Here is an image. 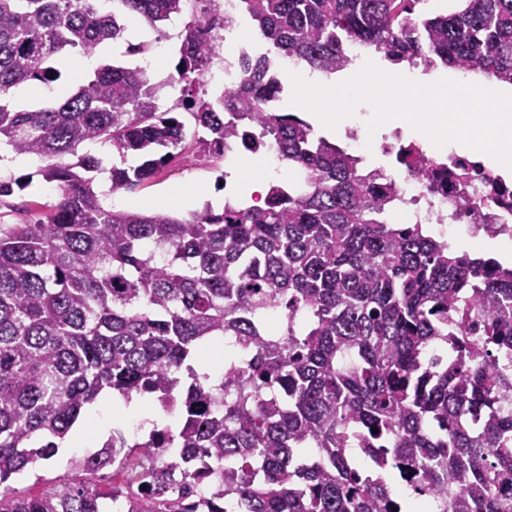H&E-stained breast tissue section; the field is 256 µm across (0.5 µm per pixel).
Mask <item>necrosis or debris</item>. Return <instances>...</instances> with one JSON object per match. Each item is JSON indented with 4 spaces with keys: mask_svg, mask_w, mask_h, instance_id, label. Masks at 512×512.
Instances as JSON below:
<instances>
[{
    "mask_svg": "<svg viewBox=\"0 0 512 512\" xmlns=\"http://www.w3.org/2000/svg\"><path fill=\"white\" fill-rule=\"evenodd\" d=\"M215 12L223 22L208 36L224 52L216 56L202 83L230 90L240 81L242 60L266 48L238 22L239 0H216ZM344 142L360 161L387 162L376 191L395 201L391 223L422 224L442 238L461 226L469 236L481 235L512 249V178L487 154L428 147L407 140L398 127L384 128L371 139L349 128Z\"/></svg>",
    "mask_w": 512,
    "mask_h": 512,
    "instance_id": "obj_1",
    "label": "necrosis or debris"
}]
</instances>
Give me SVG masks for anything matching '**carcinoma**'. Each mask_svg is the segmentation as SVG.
<instances>
[{
    "label": "carcinoma",
    "mask_w": 512,
    "mask_h": 512,
    "mask_svg": "<svg viewBox=\"0 0 512 512\" xmlns=\"http://www.w3.org/2000/svg\"><path fill=\"white\" fill-rule=\"evenodd\" d=\"M186 0H0V146L45 162L59 191L35 223L0 224V485L60 444L105 393L138 395L177 418L129 443L118 429L75 467L93 476L140 450L128 512H196L192 460L224 466L206 512H512V267L419 224H390L376 172L291 112H264L282 92L270 68L289 55L334 74L358 42L391 61L421 57L512 84V0H241L268 52L244 62L231 91L199 95L218 47L189 19L168 79L127 57L130 16L156 34ZM125 42L122 58L102 50ZM100 55L63 82L66 53ZM194 109L202 157L224 140L274 141L299 184L271 183L260 206L220 213L105 208L94 190L112 143L141 163L109 171L114 193L166 166L185 139L160 110L167 81ZM48 87L30 108L16 90ZM232 339L207 385L208 345ZM377 432H372V429ZM415 471L411 503L390 488ZM85 482L37 495L0 491V512H104Z\"/></svg>",
    "instance_id": "cac0c4a2"
}]
</instances>
